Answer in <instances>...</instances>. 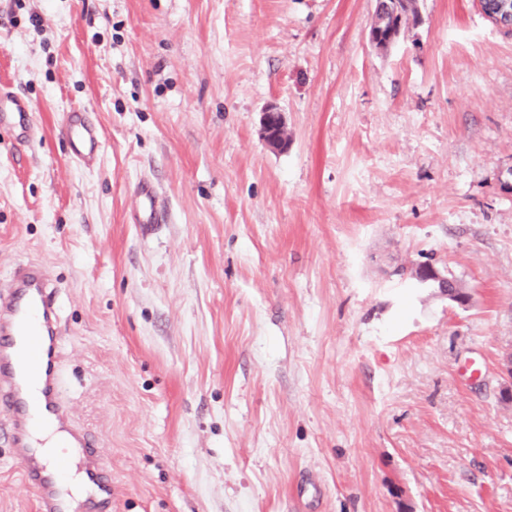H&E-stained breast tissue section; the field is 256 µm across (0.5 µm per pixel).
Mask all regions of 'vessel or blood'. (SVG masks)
Masks as SVG:
<instances>
[{"instance_id": "obj_1", "label": "vessel or blood", "mask_w": 512, "mask_h": 512, "mask_svg": "<svg viewBox=\"0 0 512 512\" xmlns=\"http://www.w3.org/2000/svg\"><path fill=\"white\" fill-rule=\"evenodd\" d=\"M30 112L27 101L0 90V132L12 133L20 142L31 141ZM62 133L73 159L86 167L97 164L103 141L89 112L79 107L65 112ZM137 220L147 228L162 220L150 186L141 189ZM56 294L45 270L25 260L16 263L9 287L0 290V409L10 413L8 423H0V438L11 445L25 485L36 491L39 512H70L59 484L72 464L93 485L99 502L112 497L98 448L72 428L60 403L62 332ZM47 419L66 433L71 455L46 460L35 454L33 434Z\"/></svg>"}]
</instances>
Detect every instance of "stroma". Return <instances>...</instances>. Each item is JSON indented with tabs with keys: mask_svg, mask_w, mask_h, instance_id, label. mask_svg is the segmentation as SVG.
Segmentation results:
<instances>
[{
	"mask_svg": "<svg viewBox=\"0 0 512 512\" xmlns=\"http://www.w3.org/2000/svg\"><path fill=\"white\" fill-rule=\"evenodd\" d=\"M418 5L380 51L376 0H0L35 125L0 135V289L25 259L55 282L112 512H512V33ZM0 512H37L4 442ZM287 125L283 113L275 105H269L262 113L260 135L264 143L274 151L288 147V139L284 135ZM62 133L68 141L73 159L85 167H93L97 164L103 141L100 130L89 112L79 107L65 112ZM137 221L139 224H143L146 229L162 222V216L157 208L154 192L147 184L142 187L140 192Z\"/></svg>",
	"mask_w": 512,
	"mask_h": 512,
	"instance_id": "stroma-1",
	"label": "stroma"
}]
</instances>
